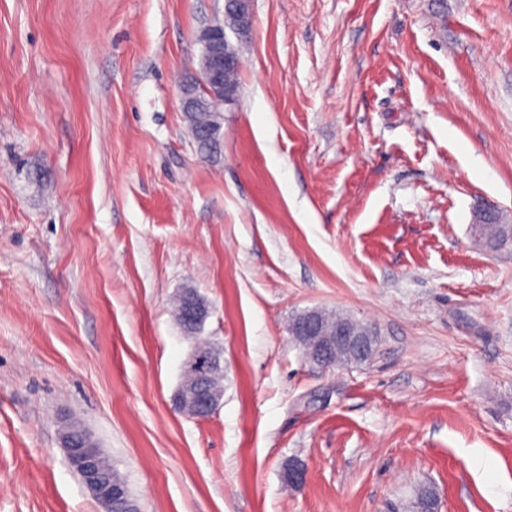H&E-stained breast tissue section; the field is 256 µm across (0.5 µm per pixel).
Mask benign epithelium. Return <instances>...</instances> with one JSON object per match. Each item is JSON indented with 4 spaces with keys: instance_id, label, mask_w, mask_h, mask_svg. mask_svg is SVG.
Returning a JSON list of instances; mask_svg holds the SVG:
<instances>
[{
    "instance_id": "1",
    "label": "benign epithelium",
    "mask_w": 512,
    "mask_h": 512,
    "mask_svg": "<svg viewBox=\"0 0 512 512\" xmlns=\"http://www.w3.org/2000/svg\"><path fill=\"white\" fill-rule=\"evenodd\" d=\"M224 9L236 14L242 33L246 34L251 30V0H225ZM201 37L207 50L204 67L210 82L209 96L212 105L217 107L224 104L228 97V91L224 88V68L230 64L224 54L226 32L221 25H211L202 30ZM295 332L315 342L316 360L324 367L333 364L330 355L332 346L354 353L362 362L367 361L372 355L370 337L357 331L350 323L338 324L336 330L327 332L323 330L320 317L309 312L298 322ZM221 366L223 363L219 350L213 349L208 352L201 345L193 349L184 365L183 375L193 377L196 384L195 408H184L183 413L197 417L208 412L211 398L206 388V379L212 370ZM59 436L61 448L64 449L70 466L93 497L105 507L106 512H138L128 496L125 481L120 478L117 471L104 466L106 456L87 429L75 430L65 425L61 428Z\"/></svg>"
}]
</instances>
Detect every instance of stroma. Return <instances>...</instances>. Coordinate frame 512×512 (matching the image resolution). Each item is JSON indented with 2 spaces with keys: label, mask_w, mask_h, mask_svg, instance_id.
<instances>
[{
  "label": "stroma",
  "mask_w": 512,
  "mask_h": 512,
  "mask_svg": "<svg viewBox=\"0 0 512 512\" xmlns=\"http://www.w3.org/2000/svg\"><path fill=\"white\" fill-rule=\"evenodd\" d=\"M253 11L208 154L182 88L224 0H0V512H105L65 418L139 512H512V238L472 234L512 225V0ZM186 287L224 355L204 419L172 401ZM314 308L371 361L307 362ZM490 206H482L477 209L476 224H479L478 231L480 235L487 241L491 249L497 248L508 236L512 235V225L501 224V218L498 215L493 221L485 223L486 216L493 215L496 211L495 207L489 209ZM59 436L70 466L107 512H138L128 496L125 481L112 470V464L104 466L106 456L87 429L75 430L66 424ZM118 504L123 507L116 508Z\"/></svg>",
  "instance_id": "stroma-1"
}]
</instances>
